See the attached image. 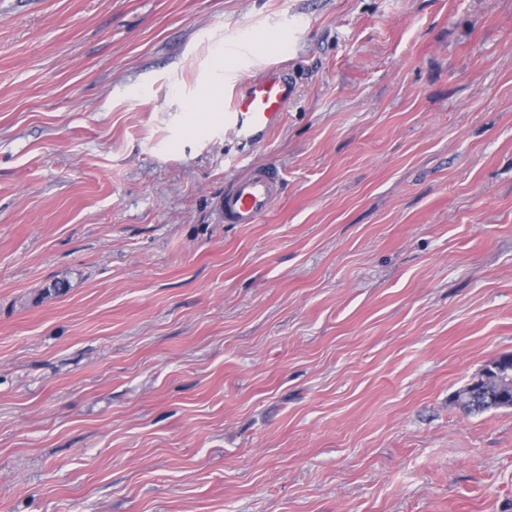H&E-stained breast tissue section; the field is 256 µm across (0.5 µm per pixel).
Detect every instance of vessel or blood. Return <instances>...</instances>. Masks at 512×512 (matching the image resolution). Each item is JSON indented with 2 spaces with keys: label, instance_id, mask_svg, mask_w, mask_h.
Masks as SVG:
<instances>
[{
  "label": "vessel or blood",
  "instance_id": "b4317fda",
  "mask_svg": "<svg viewBox=\"0 0 512 512\" xmlns=\"http://www.w3.org/2000/svg\"><path fill=\"white\" fill-rule=\"evenodd\" d=\"M296 91L293 78L280 66L248 78L221 114L225 133L244 145L265 141L284 121ZM283 182L280 170L271 165L237 180L221 203L225 223H257L276 204Z\"/></svg>",
  "mask_w": 512,
  "mask_h": 512
}]
</instances>
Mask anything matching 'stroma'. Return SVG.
<instances>
[{
    "label": "stroma",
    "instance_id": "obj_1",
    "mask_svg": "<svg viewBox=\"0 0 512 512\" xmlns=\"http://www.w3.org/2000/svg\"><path fill=\"white\" fill-rule=\"evenodd\" d=\"M505 355L512 0H0V512H512ZM296 91V83L284 67L274 66L248 78L228 108L222 107L224 133L244 145L265 141L285 120ZM284 178L276 166L254 170L238 179L232 189L224 193L221 211L224 223L255 224L269 213L280 197ZM492 364L493 368L490 365L485 368L481 379L457 392L456 402L464 413L471 414L491 408H512V382L510 385L500 386L494 380L497 377L496 372L500 370L507 372L511 370L512 373V356H503ZM488 394L499 396V399L489 403L486 407L474 406V404H480L481 396L484 398V401L489 402L487 399Z\"/></svg>",
    "mask_w": 512,
    "mask_h": 512
}]
</instances>
